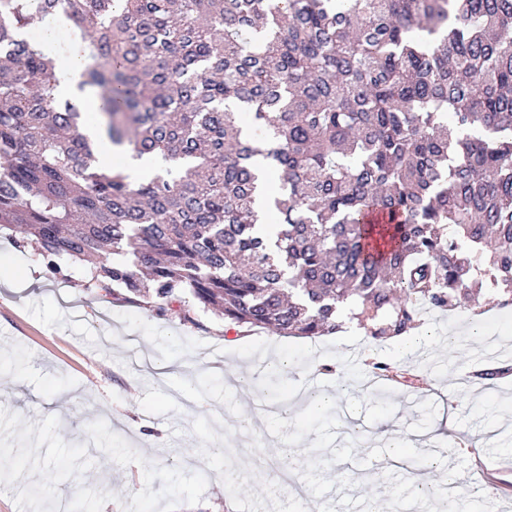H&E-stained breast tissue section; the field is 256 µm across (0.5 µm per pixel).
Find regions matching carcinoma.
<instances>
[{"mask_svg":"<svg viewBox=\"0 0 512 512\" xmlns=\"http://www.w3.org/2000/svg\"><path fill=\"white\" fill-rule=\"evenodd\" d=\"M58 13L105 133L153 177L98 161L25 38ZM0 230L185 321L380 345L424 305L512 306V0H0Z\"/></svg>","mask_w":512,"mask_h":512,"instance_id":"1","label":"carcinoma"}]
</instances>
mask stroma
<instances>
[{
    "label": "stroma",
    "instance_id": "stroma-1",
    "mask_svg": "<svg viewBox=\"0 0 512 512\" xmlns=\"http://www.w3.org/2000/svg\"><path fill=\"white\" fill-rule=\"evenodd\" d=\"M31 272L29 287L0 280V512H55L80 499L89 512H293L277 467L293 468L311 506L343 499L351 512H417L405 474L387 471L385 447L364 438L388 432L409 454L440 463L433 484L453 478L450 512H512V490L488 495L512 480V381L493 388L459 384L469 373L512 361V307L465 301L445 312L423 310L420 333L433 345L406 353L373 348L359 328L347 339L283 336L265 328H230L199 311L193 322L159 316L87 287L85 264L51 274L30 247L0 238V271ZM432 386L430 396L407 386L380 398L363 383L367 349ZM283 357L285 373L262 388L230 385L225 366L240 369ZM341 368L324 396L365 419L363 439L335 443V419L302 425L296 393L323 366ZM202 401L184 407L173 397L185 380ZM290 411L254 416L260 396ZM253 415L250 447L238 420ZM39 495H32V486Z\"/></svg>",
    "mask_w": 512,
    "mask_h": 512
}]
</instances>
